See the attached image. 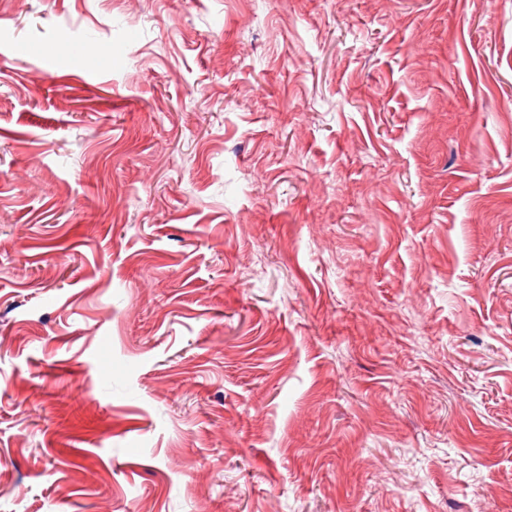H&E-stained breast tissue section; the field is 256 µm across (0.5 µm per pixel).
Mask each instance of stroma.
I'll return each instance as SVG.
<instances>
[{
  "instance_id": "stroma-1",
  "label": "stroma",
  "mask_w": 512,
  "mask_h": 512,
  "mask_svg": "<svg viewBox=\"0 0 512 512\" xmlns=\"http://www.w3.org/2000/svg\"><path fill=\"white\" fill-rule=\"evenodd\" d=\"M0 512H512V0H0Z\"/></svg>"
}]
</instances>
